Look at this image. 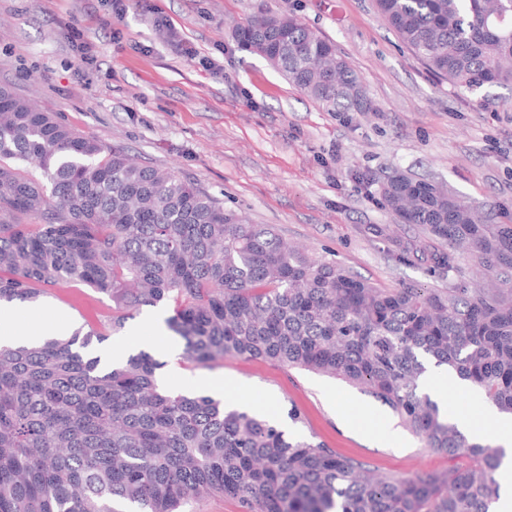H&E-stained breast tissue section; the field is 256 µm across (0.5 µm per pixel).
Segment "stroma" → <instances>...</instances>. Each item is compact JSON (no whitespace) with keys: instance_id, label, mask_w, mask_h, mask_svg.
Wrapping results in <instances>:
<instances>
[{"instance_id":"stroma-1","label":"stroma","mask_w":512,"mask_h":512,"mask_svg":"<svg viewBox=\"0 0 512 512\" xmlns=\"http://www.w3.org/2000/svg\"><path fill=\"white\" fill-rule=\"evenodd\" d=\"M131 2L118 21L110 0H0V85L381 288H444L448 279L421 258L434 245L428 232L397 223L373 187L350 178L351 169H398L443 185L492 221L512 216V90L460 95L401 43L374 0ZM266 11L295 13L335 43L362 77L372 111H326L241 48L233 25ZM158 12L197 49L196 59L158 30ZM73 25L92 46L93 69L66 36ZM372 224L385 228V236L368 233ZM398 239L411 243L416 256L397 261ZM0 313L18 327L39 329L67 315L87 329L111 316L112 300L64 283L38 303L15 301ZM171 313L167 304L143 308L105 349L121 357L152 352L171 389L220 377L228 404L258 412L271 402L281 414L297 409L295 438L323 443L377 473L453 467L447 455L424 448L390 408L342 380L262 359L186 365L181 355L154 346V322Z\"/></svg>"}]
</instances>
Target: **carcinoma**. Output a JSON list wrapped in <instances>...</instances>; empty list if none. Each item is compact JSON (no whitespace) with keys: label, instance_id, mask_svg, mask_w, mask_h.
Instances as JSON below:
<instances>
[{"label":"carcinoma","instance_id":"carcinoma-1","mask_svg":"<svg viewBox=\"0 0 512 512\" xmlns=\"http://www.w3.org/2000/svg\"><path fill=\"white\" fill-rule=\"evenodd\" d=\"M375 5L457 90L512 86V0ZM234 36L328 111H370L346 58L294 14L266 12ZM351 177L438 242L431 261L448 287L379 288L0 86V302L71 282L112 299L97 329L0 344V512H177L214 495L242 512H490L502 449L469 440L422 380L442 367L512 415V224L399 171ZM465 251L493 287L452 278ZM165 302L186 363L265 359L338 377L387 405L423 447L463 463L375 475L260 415L160 387L164 363L148 351L107 366L86 356Z\"/></svg>","mask_w":512,"mask_h":512}]
</instances>
